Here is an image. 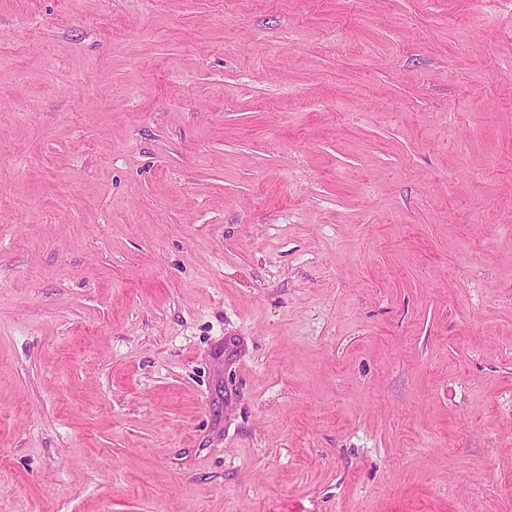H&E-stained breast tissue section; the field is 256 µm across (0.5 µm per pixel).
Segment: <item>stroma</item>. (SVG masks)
<instances>
[{
  "mask_svg": "<svg viewBox=\"0 0 512 512\" xmlns=\"http://www.w3.org/2000/svg\"><path fill=\"white\" fill-rule=\"evenodd\" d=\"M0 512H512V0H0Z\"/></svg>",
  "mask_w": 512,
  "mask_h": 512,
  "instance_id": "stroma-1",
  "label": "stroma"
}]
</instances>
